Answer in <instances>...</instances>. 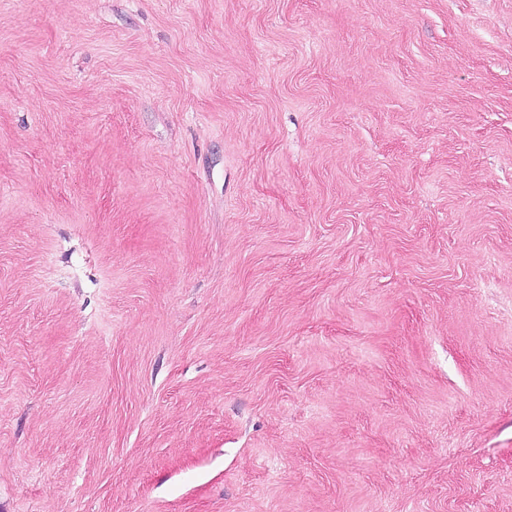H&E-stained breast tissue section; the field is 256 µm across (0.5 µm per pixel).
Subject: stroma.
<instances>
[{
	"instance_id": "1",
	"label": "stroma",
	"mask_w": 512,
	"mask_h": 512,
	"mask_svg": "<svg viewBox=\"0 0 512 512\" xmlns=\"http://www.w3.org/2000/svg\"><path fill=\"white\" fill-rule=\"evenodd\" d=\"M0 512H512V0H0Z\"/></svg>"
}]
</instances>
